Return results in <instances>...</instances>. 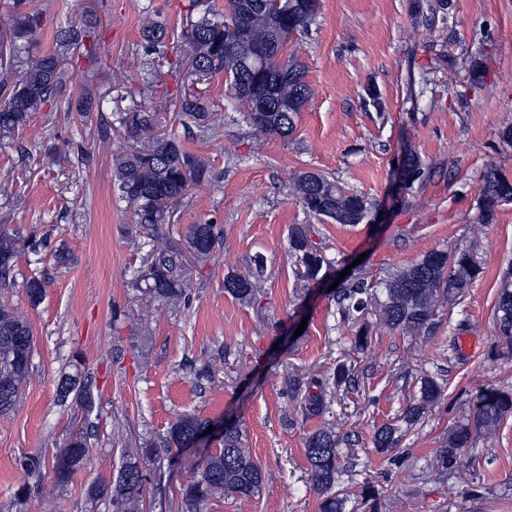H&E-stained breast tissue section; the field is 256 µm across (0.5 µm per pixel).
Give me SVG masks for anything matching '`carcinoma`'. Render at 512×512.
<instances>
[{
	"instance_id": "cac0c4a2",
	"label": "carcinoma",
	"mask_w": 512,
	"mask_h": 512,
	"mask_svg": "<svg viewBox=\"0 0 512 512\" xmlns=\"http://www.w3.org/2000/svg\"><path fill=\"white\" fill-rule=\"evenodd\" d=\"M249 16L250 38L258 45L269 44L272 30L285 26L292 33L305 28L316 12V6L307 10L298 8L300 0H283L282 14H274V0H253ZM15 10L8 25L0 24V138H11L23 132L33 115L42 111L54 91L69 81L74 71L69 69L71 52L82 46L87 52L95 47V36L76 26L57 31L55 48L49 52H35L38 35L43 28L40 12L23 10L25 0H15ZM225 15L215 13L202 16L190 24L188 43L191 72L198 84L224 73L235 99L247 110V121L258 132L288 138L295 130V118L303 109L309 87L304 81L301 66L293 56L279 58L268 64L275 70L272 86L277 100L288 106L286 112H252L247 94L239 90V78L257 69L261 62L249 56L230 38L224 36ZM145 111L132 119L120 115L119 124L131 122L135 128L152 132L153 115L169 108L171 100L157 93L154 82H145L139 90ZM182 109L204 130L211 128V113L199 111L198 103L184 97ZM402 168L406 177L405 188L424 180L426 167L420 158L409 154ZM205 169L174 139L153 137V145L142 150L124 152L117 163L116 177L122 196L133 206L137 223L151 231V266L141 276L146 288L159 296L183 293L189 281L177 279L173 272L179 258L167 240L155 232V226L165 222L170 209L176 205L190 183H201ZM293 195L304 209L315 216L331 219L337 224H360L368 216L369 206L363 196L349 192L340 182L319 174L310 178L304 172L293 181ZM479 195L480 221L491 224L498 206L512 200V182L503 177L494 164H489L483 175ZM215 239V225L192 224L187 229L190 248L198 255L210 252ZM20 238L0 233V283L6 281L13 270L19 252ZM290 249L300 261L301 280L317 278L323 266L330 262L309 242L308 229L296 224L291 229ZM482 273V266L472 250L459 248L451 252L431 251L415 264L388 274L383 279V295L362 278L345 279L335 291L336 310L343 321L365 319L373 307L381 311L382 320L390 327L409 335H421L431 330L440 309L457 304L462 293ZM224 289L239 298L253 295L252 276L230 275L224 279ZM495 318L502 338L512 342V289H501ZM33 334L29 323L8 304L0 303V415L11 412L20 398L31 364L22 361L21 354L32 355ZM356 390L355 380L338 368L332 383ZM327 380L310 377L297 381L305 388L304 405L300 406L308 417L334 414V399L328 393ZM442 386L432 377L421 378L418 399L403 412L401 421L411 427L439 402ZM512 414V394L489 389L478 397L473 417L455 426L448 441L439 449L438 457L445 468L458 464L461 449L468 447L472 435L482 433L489 437L495 433L501 420ZM206 421L196 415L185 414L174 422L160 444L129 451L122 467L111 481H102L90 488L92 497L104 498L112 512H140L144 475L141 458L169 453L185 446ZM401 426L395 423L381 425L374 432L373 445L377 452L393 450L400 440ZM342 438L325 424L312 431L305 440L308 475L313 488L320 494L319 512H344L345 498L335 490L341 469L339 445ZM89 459L87 441L79 436L66 447L53 454V472L56 483L66 482L74 470ZM263 485L261 465L243 443L242 433L234 426L224 432L223 447L207 456L197 468L193 479L180 492L182 512H200L201 503L219 495L224 498L248 500L257 496Z\"/></svg>"
}]
</instances>
